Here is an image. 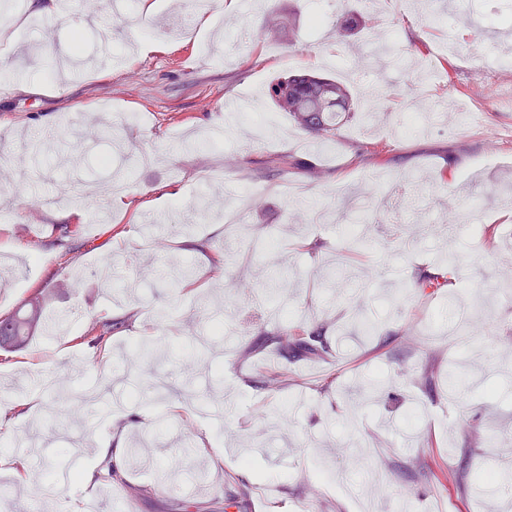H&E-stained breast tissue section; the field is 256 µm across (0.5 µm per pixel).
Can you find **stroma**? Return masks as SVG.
Returning a JSON list of instances; mask_svg holds the SVG:
<instances>
[{
    "label": "stroma",
    "mask_w": 512,
    "mask_h": 512,
    "mask_svg": "<svg viewBox=\"0 0 512 512\" xmlns=\"http://www.w3.org/2000/svg\"><path fill=\"white\" fill-rule=\"evenodd\" d=\"M152 2L0 20V317L38 292L64 317L0 350V403L28 409L0 450L29 459L23 480L0 470V512H237L259 473L247 512H503L512 492L470 485L512 474V70L487 76L512 60V0ZM48 41L79 66L47 72ZM301 71L346 82L371 119L313 142L267 94ZM47 113L57 132L30 152ZM46 193L81 212L67 245ZM423 272L448 283L411 288ZM102 319L120 324L105 356L85 337ZM300 324L325 327L326 359L250 354ZM282 367L288 385L254 386ZM116 414L137 456L76 482Z\"/></svg>",
    "instance_id": "obj_1"
}]
</instances>
